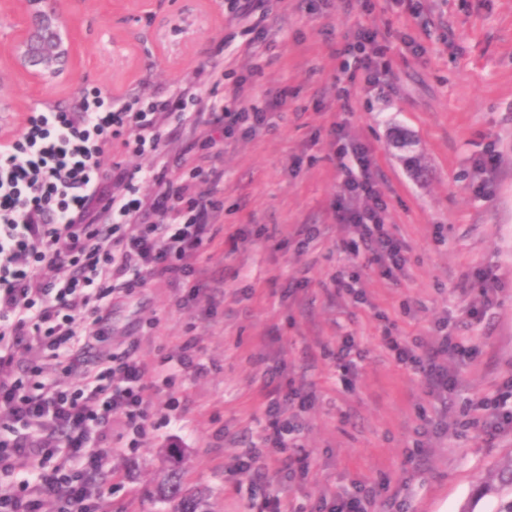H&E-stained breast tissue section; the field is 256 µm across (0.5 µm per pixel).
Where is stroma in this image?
<instances>
[{"label":"stroma","mask_w":512,"mask_h":512,"mask_svg":"<svg viewBox=\"0 0 512 512\" xmlns=\"http://www.w3.org/2000/svg\"><path fill=\"white\" fill-rule=\"evenodd\" d=\"M371 2L366 10L358 0H324L312 15L300 0H273L267 47L245 54L218 50L225 38L245 40L225 0H112L108 10L99 0H68L79 43L72 81L39 88L12 77L17 110L0 126L1 140L21 134L31 108L68 107L87 86L117 97H169L204 61L231 71L223 85L202 86L212 102L230 97L249 67L255 103L287 97L272 128L210 151L224 169L221 225L265 224L288 235L287 245L276 250L255 239L233 253L220 244L206 262L210 273L229 265L241 275L214 306L215 316L206 301L192 316L178 310L163 282L112 305L108 339L142 332L139 354L152 361L193 322L209 367L183 379L185 427L160 429L144 447L113 458V512H174V504L156 502L154 482L173 452L183 458L186 488L206 490L212 512H248L249 478L230 477L227 469L242 451V436L257 438L267 422L265 388L283 383L292 368L306 370L320 392L301 436L309 470L288 481L292 512H315L328 485L379 488L375 512H395L397 491L407 512H458L497 460L512 453V435L489 445L475 426L427 435L432 398L421 377L397 366L380 342L389 321L408 341L434 335L443 320L468 337L474 355L460 369L459 406L496 394L512 377V0H430V13L418 19L392 0ZM178 11L195 22L197 35L171 29ZM363 27L378 30L389 48L387 86L381 93L356 87L342 103L331 88V51ZM335 121L371 147L386 222L408 247L397 283L363 270L364 305L326 290L349 266L338 247L346 232L332 214L343 178L328 159ZM402 133L416 142L423 178L413 176L395 144ZM489 152L500 156V168L478 173ZM299 224L323 225L324 234L299 244L292 236ZM477 268L491 271L496 292L485 319L473 323L463 289ZM301 275L306 287L289 292ZM348 333L364 351L350 389L320 355ZM423 436L429 450L418 465L409 453Z\"/></svg>","instance_id":"35a3bbf8"}]
</instances>
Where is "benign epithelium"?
<instances>
[{
  "instance_id": "1",
  "label": "benign epithelium",
  "mask_w": 512,
  "mask_h": 512,
  "mask_svg": "<svg viewBox=\"0 0 512 512\" xmlns=\"http://www.w3.org/2000/svg\"><path fill=\"white\" fill-rule=\"evenodd\" d=\"M0 13L13 18L11 42L0 67L39 87L67 84L79 46L64 0H0Z\"/></svg>"
}]
</instances>
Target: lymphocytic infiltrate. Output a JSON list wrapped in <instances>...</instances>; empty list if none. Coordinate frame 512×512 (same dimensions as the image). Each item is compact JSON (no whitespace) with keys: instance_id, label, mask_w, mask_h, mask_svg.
Returning <instances> with one entry per match:
<instances>
[{"instance_id":"obj_1","label":"lymphocytic infiltrate","mask_w":512,"mask_h":512,"mask_svg":"<svg viewBox=\"0 0 512 512\" xmlns=\"http://www.w3.org/2000/svg\"><path fill=\"white\" fill-rule=\"evenodd\" d=\"M270 7L271 0H233L231 17L248 36L246 48L267 40ZM334 54L339 98H348L361 83L375 90L385 85L388 66L377 33H356ZM224 77V70L205 62L166 99L86 91L66 109L33 108L21 135L0 142V478L22 475L13 492L0 497V512H43L48 498L55 512H103L101 487L112 481V451L97 442L113 417L124 420L127 448L143 447L162 427L183 420V372L208 371L194 331L152 362L139 356L137 336L123 337L92 368L82 362L94 348L92 331L106 320L110 298L145 292L163 280L176 307L190 314L213 291L198 261L214 243V219L224 201L213 193L190 194L188 183L216 186L224 172L200 165L184 179L171 172L180 168L183 155L264 129L271 110L282 105L278 98L253 104L244 78L224 105L204 100L200 86L223 85ZM170 126L186 136L182 156L165 149ZM330 134L335 158L350 155L357 164L342 180L333 207L337 223L350 231L340 245L351 260L396 280L406 265V246L385 222L387 202L370 151L349 141L341 124H333ZM109 149L115 157L108 164ZM146 154L151 162L145 167L124 161ZM143 183L150 193H140ZM63 268L68 276L55 278ZM381 341L398 366L424 377L440 405L432 426L447 431L449 402L460 387L453 366L472 354L466 337L444 331L431 341L407 343L388 330ZM35 344L46 360L77 370L78 379L64 385L33 366L13 373ZM157 385L168 391L167 414L158 421L147 399ZM267 397L260 441L239 456L236 469L249 473L253 490L261 494L255 512H289L288 487L274 485L273 477L308 471L299 437L302 416L318 395L292 375ZM462 411L470 424L481 426L487 441L511 434L512 378L496 396L466 402ZM378 495L373 487L329 488L319 509L372 512Z\"/></svg>"}]
</instances>
